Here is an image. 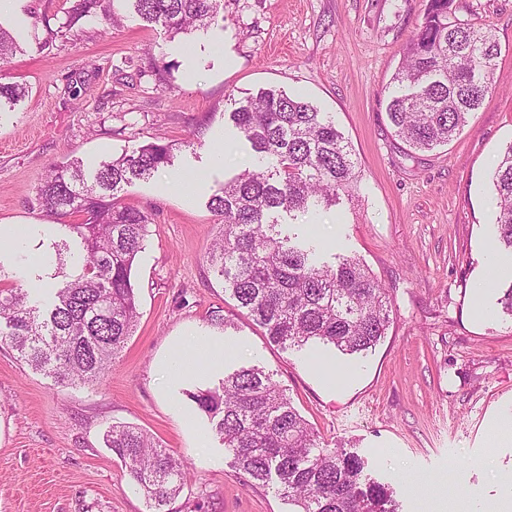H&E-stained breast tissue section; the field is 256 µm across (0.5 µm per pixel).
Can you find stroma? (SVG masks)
<instances>
[{
  "label": "stroma",
  "instance_id": "35a3bbf8",
  "mask_svg": "<svg viewBox=\"0 0 512 512\" xmlns=\"http://www.w3.org/2000/svg\"><path fill=\"white\" fill-rule=\"evenodd\" d=\"M423 0H224L223 22L168 37L136 16L13 58L29 94L0 110V226L27 233L23 251L53 273L63 231L32 200L49 166H92L154 141L172 166L124 189L152 215L132 271L139 320L102 384L60 386L0 344V512H149L120 459L112 425L131 423L188 461L189 482L168 512H288L273 486H248L192 393L240 366L273 371L328 447L362 456L400 512H482L512 477V317L498 299L512 256L489 266L496 237L490 172L512 142V0H454L458 19L500 46L495 86L447 146L413 152L386 114L387 87ZM261 88L303 97L333 116L362 179L354 201L318 209L310 225L322 259L352 252L393 296L385 339L363 356L313 344L284 349L225 297L206 253L221 230L208 207L256 157L229 120L232 102ZM223 136L226 157L209 147ZM224 346L196 379L175 354ZM355 367L326 383L311 362Z\"/></svg>",
  "mask_w": 512,
  "mask_h": 512
}]
</instances>
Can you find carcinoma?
Wrapping results in <instances>:
<instances>
[{"label": "carcinoma", "instance_id": "carcinoma-1", "mask_svg": "<svg viewBox=\"0 0 512 512\" xmlns=\"http://www.w3.org/2000/svg\"><path fill=\"white\" fill-rule=\"evenodd\" d=\"M65 21L28 4L25 13L44 36L41 53L85 17L119 24L132 13L160 25L171 38L224 20V0H68ZM454 0H426L421 21L392 77L386 112L395 135L414 150L446 145L474 118L494 85L500 48L493 35L470 23L451 24ZM24 42L0 22V106H14L27 86L8 81L5 65ZM259 164L236 174L208 206L222 232L207 262L224 293L269 339L288 348L331 344L345 355L363 354L392 323L390 290L356 254L318 263L314 250L282 235L275 215L296 217L340 196H354L361 171L335 120L301 97L266 89L238 101L230 112ZM173 146L149 142L91 169L72 161L51 166L34 203L67 230L52 243L61 262L44 301L10 282L0 265V342L61 385L99 383L132 335L139 303L132 269L145 250L151 214L125 202L124 187L172 164ZM500 249L512 254V142L491 173ZM215 425L244 483L275 486L288 512H399L388 485L365 471L357 453L323 446L293 406L286 389L257 365L242 366L221 384L191 395ZM108 447L121 459L152 512L182 492L184 458L131 425H114Z\"/></svg>", "mask_w": 512, "mask_h": 512}]
</instances>
